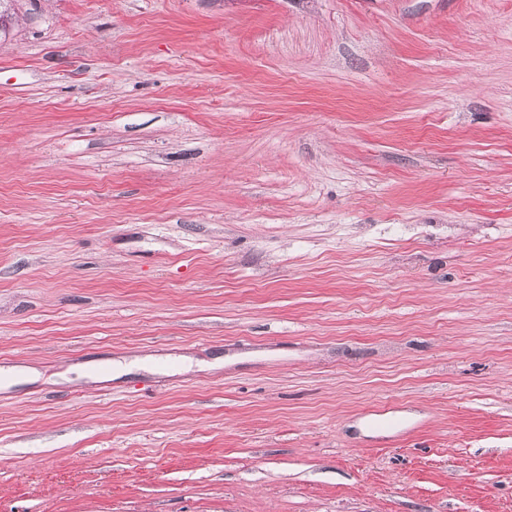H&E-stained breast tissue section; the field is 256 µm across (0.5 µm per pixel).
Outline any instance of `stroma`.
Segmentation results:
<instances>
[{"mask_svg": "<svg viewBox=\"0 0 512 512\" xmlns=\"http://www.w3.org/2000/svg\"><path fill=\"white\" fill-rule=\"evenodd\" d=\"M9 12L0 512H512V0Z\"/></svg>", "mask_w": 512, "mask_h": 512, "instance_id": "1", "label": "stroma"}]
</instances>
